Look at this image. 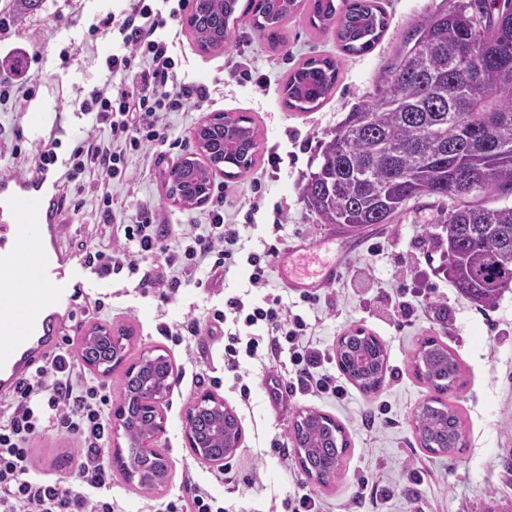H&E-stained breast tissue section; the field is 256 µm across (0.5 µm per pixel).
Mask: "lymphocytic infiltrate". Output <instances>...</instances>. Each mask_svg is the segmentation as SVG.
Masks as SVG:
<instances>
[{
    "mask_svg": "<svg viewBox=\"0 0 512 512\" xmlns=\"http://www.w3.org/2000/svg\"><path fill=\"white\" fill-rule=\"evenodd\" d=\"M183 0L163 8L154 0H129L122 14L102 16L92 30L121 39L119 52L105 60L107 78L80 105L92 133L67 158H60L58 138L41 140L34 157L23 159L25 173L59 164V188L89 181L100 196L97 239L82 242L79 256L99 275L119 274L137 279L139 287L159 289L161 301L174 298L180 288L225 279L238 264L242 250L238 225L224 221V203L216 201L204 226L179 229L174 244L163 243L159 225L149 208L137 210L128 223L112 214L111 183L126 180L129 158L164 139L166 113L179 111L205 97V90L178 79L181 58L174 43L162 36L168 21L177 20ZM154 265H146V258ZM230 331H223V324ZM301 315L292 313L282 294L270 293L262 304L240 295L224 300L220 309L169 326L163 335L173 343L211 337L224 352V369L237 373L241 357L259 363L288 361V394L344 398L343 384L324 370L328 357L317 348ZM105 390L83 376L78 360L61 351L47 358L24 379L17 392L0 403V512H121L106 496L112 470L105 461L110 422ZM77 439L81 461L78 485L32 475V444L47 429ZM184 491L168 501L165 512H228L223 501L198 484L193 474L183 479Z\"/></svg>",
    "mask_w": 512,
    "mask_h": 512,
    "instance_id": "lymphocytic-infiltrate-1",
    "label": "lymphocytic infiltrate"
}]
</instances>
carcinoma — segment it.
Listing matches in <instances>:
<instances>
[{
	"instance_id": "carcinoma-1",
	"label": "carcinoma",
	"mask_w": 512,
	"mask_h": 512,
	"mask_svg": "<svg viewBox=\"0 0 512 512\" xmlns=\"http://www.w3.org/2000/svg\"><path fill=\"white\" fill-rule=\"evenodd\" d=\"M297 8V0H193L188 25L198 45L215 49L227 43L236 12L250 16L253 27L272 45L281 39V25ZM309 22L336 27L345 51L371 50L387 27L376 0H310ZM415 43L388 71L377 93L362 101L344 123L330 132L322 162L310 174L302 194L323 224L356 233L370 224H390L412 200L448 199L438 218L446 237L439 241L448 256L445 276L472 303L491 307L512 290V0H471L422 21ZM338 68L329 59L310 58L299 65L283 87L285 105L309 112L336 84ZM207 136L210 152L201 162L188 156L179 163L168 194L177 193L192 206L210 194L213 172L226 168L235 178L253 165L258 132L244 117L219 118ZM478 185L472 196L461 194L466 183ZM81 359L106 361L112 340L103 334L85 337ZM343 373L360 388L379 387L386 372V354L374 336L357 333L340 338L336 351ZM173 370L169 356L159 354L126 374L123 406L127 409L128 446L115 451L119 472L150 491L166 479L162 456H146L139 444L155 428L142 414V387L169 391ZM415 372L430 387L447 392L457 386L460 364L447 346L429 337L415 358ZM226 416L206 413L198 427L202 460L224 461L226 450L239 447L242 432L233 421L224 438L211 435ZM420 444L433 454L464 448L460 412L435 398L415 414ZM302 449L305 472L329 473L347 450L343 427L333 418L309 411L291 432Z\"/></svg>"
}]
</instances>
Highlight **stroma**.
<instances>
[{
	"instance_id": "obj_1",
	"label": "stroma",
	"mask_w": 512,
	"mask_h": 512,
	"mask_svg": "<svg viewBox=\"0 0 512 512\" xmlns=\"http://www.w3.org/2000/svg\"><path fill=\"white\" fill-rule=\"evenodd\" d=\"M298 2L274 48L245 18L232 26L226 46L209 50L201 49L186 22H179L181 76L208 88L210 96L168 114L170 144L144 157L131 156L129 180L111 188L112 208L122 217L142 205H154L157 222L168 234L182 224L206 223L205 207L183 208L167 199L168 173L195 152L193 131L202 119L217 113L247 117L259 138L252 167L232 179L219 172L213 176L224 188L225 223L240 225L245 251H254L268 236L274 207H282L287 244H311L296 258L299 273L316 275L334 261L343 266L341 277L322 289L314 304L296 307L311 324L314 342L332 354L345 334L359 331L376 337L386 351L387 372L372 392L352 384L341 400L299 395L277 405L262 388L270 372L246 358L242 369L249 374L252 393L245 404L231 374L224 371L221 355L213 354L208 336H200L191 350L215 370L192 376L184 371L186 350L161 335L159 328L223 308L230 295L247 291L252 300H261V292L249 288L247 264H240L223 288L188 286L164 305L136 280L99 278L79 270L83 288L74 308L76 318L65 324L66 337L81 343L95 325L132 332L124 366L98 378L111 390V406L121 401L127 366L145 352L168 354L176 379L161 408L164 431L157 442L169 460L164 492L143 491L116 472L112 497L122 512H162L182 493L183 474L189 470L233 512H283L285 499L303 494L313 497L321 512H512V292L482 308L449 284L443 273L445 259L435 246L444 234L437 221L442 204L436 199L410 202L394 223L347 234L321 223L302 195L329 132L355 104L375 94L386 67L408 49L414 28L464 0H378L389 24L364 54L344 52L335 30L310 26L309 0ZM122 7L121 0H44L41 9L28 12L19 10L15 0H0V52L7 55L0 66L19 70L34 91L31 99L0 105V175L15 173V151L33 154L49 134L60 139L58 154L63 158L86 139L79 103L103 83L104 61L116 48L111 37L91 35L89 28L99 15ZM313 57L336 61V86L313 111L288 109L282 88L289 74ZM276 154L282 158L277 168L271 165ZM69 195L82 202L76 214L63 218V248L72 253L79 241L98 237L99 201L76 182ZM252 205L259 211L254 225L247 226L243 214ZM402 288L412 292L413 309L398 319L391 301ZM96 301L101 309H93ZM430 336L455 352L461 365L460 384L445 400L462 414L465 446L449 457L422 448L414 422L417 408L434 395L414 367L421 343ZM215 372L221 374L222 385L212 383ZM206 392L223 399L242 426L241 444L227 459L228 473L220 481L214 478L217 466L198 459L184 434L189 408ZM307 410L336 419L349 441L336 476L323 483L303 472L293 452V421ZM77 454L76 439L50 431L35 441L31 466L47 477L71 482ZM416 463L423 466L426 478L411 483L404 470ZM360 475L382 489V496L356 498Z\"/></svg>"
}]
</instances>
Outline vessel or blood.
Returning <instances> with one entry per match:
<instances>
[{
  "label": "vessel or blood",
  "mask_w": 512,
  "mask_h": 512,
  "mask_svg": "<svg viewBox=\"0 0 512 512\" xmlns=\"http://www.w3.org/2000/svg\"><path fill=\"white\" fill-rule=\"evenodd\" d=\"M63 209L53 168L24 177L0 176V392L13 393L22 378L63 342L61 328L70 317L78 281L69 269L74 256L59 246ZM296 246L282 248L276 270L299 295L335 283L339 263L325 266L318 278L291 272Z\"/></svg>",
  "instance_id": "obj_1"
}]
</instances>
